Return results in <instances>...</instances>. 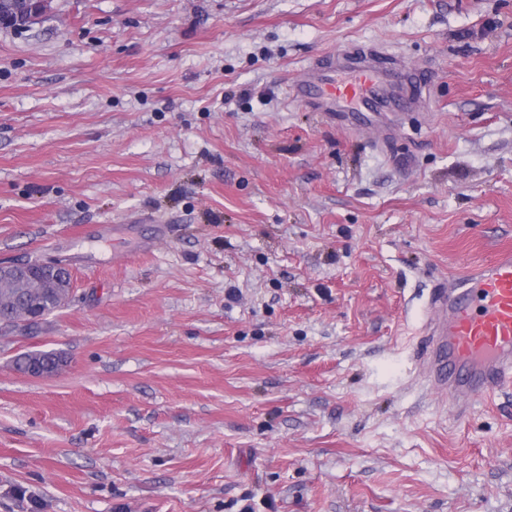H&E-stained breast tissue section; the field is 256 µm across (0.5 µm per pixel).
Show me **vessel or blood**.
Here are the masks:
<instances>
[{
  "mask_svg": "<svg viewBox=\"0 0 512 512\" xmlns=\"http://www.w3.org/2000/svg\"><path fill=\"white\" fill-rule=\"evenodd\" d=\"M422 72L383 61L361 46L311 65L293 91L340 115L416 110ZM423 359L427 375L449 398L489 397L512 384V249L442 281L428 301Z\"/></svg>",
  "mask_w": 512,
  "mask_h": 512,
  "instance_id": "vessel-or-blood-1",
  "label": "vessel or blood"
}]
</instances>
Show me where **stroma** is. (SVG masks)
Wrapping results in <instances>:
<instances>
[{"label": "stroma", "instance_id": "stroma-1", "mask_svg": "<svg viewBox=\"0 0 512 512\" xmlns=\"http://www.w3.org/2000/svg\"><path fill=\"white\" fill-rule=\"evenodd\" d=\"M354 45L427 107L288 99ZM508 246L512 0H52L0 30V262L73 294L0 326V512H512V385L420 361ZM1 276L35 279L44 288H70L72 291L73 286L70 269L62 262H38L36 266L32 263H3L0 264ZM32 361L38 362L45 370L50 372L44 371L43 369L36 367L28 371L27 374L31 376H41L44 374H50L53 373L52 371L58 370L61 367L60 359L53 357L47 352L40 351H31L21 354L16 359L15 366L19 371L25 372Z\"/></svg>", "mask_w": 512, "mask_h": 512}]
</instances>
